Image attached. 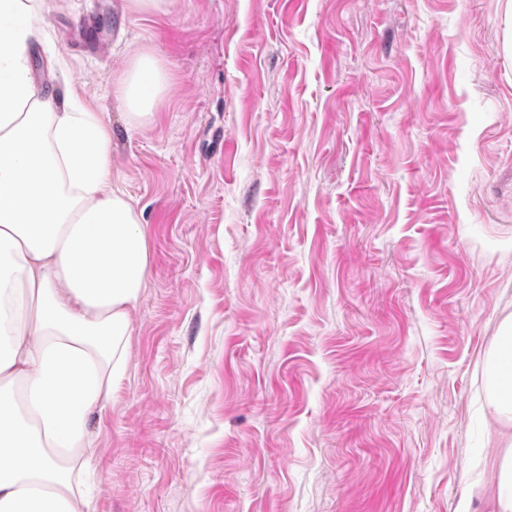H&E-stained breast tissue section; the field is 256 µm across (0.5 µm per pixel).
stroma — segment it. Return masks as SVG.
Wrapping results in <instances>:
<instances>
[{"label": "stroma", "instance_id": "35a3bbf8", "mask_svg": "<svg viewBox=\"0 0 512 512\" xmlns=\"http://www.w3.org/2000/svg\"><path fill=\"white\" fill-rule=\"evenodd\" d=\"M33 79L112 132L150 268L93 512H486L512 315L506 0H42ZM169 85L129 128L112 82ZM173 0H124V11L135 15L152 17L169 12ZM168 80V73L155 52L139 50L130 56L112 82V95L124 107L126 112L122 113L128 127L143 128L153 123Z\"/></svg>", "mask_w": 512, "mask_h": 512}]
</instances>
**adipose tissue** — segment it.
Here are the masks:
<instances>
[{
  "label": "adipose tissue",
  "instance_id": "adipose-tissue-1",
  "mask_svg": "<svg viewBox=\"0 0 512 512\" xmlns=\"http://www.w3.org/2000/svg\"><path fill=\"white\" fill-rule=\"evenodd\" d=\"M38 16V0H0V512H90L89 425L124 378L149 246L110 129L35 93ZM167 84L155 52L130 56L112 83L128 127L153 123ZM486 364L497 452L482 492L512 512V316Z\"/></svg>",
  "mask_w": 512,
  "mask_h": 512
}]
</instances>
